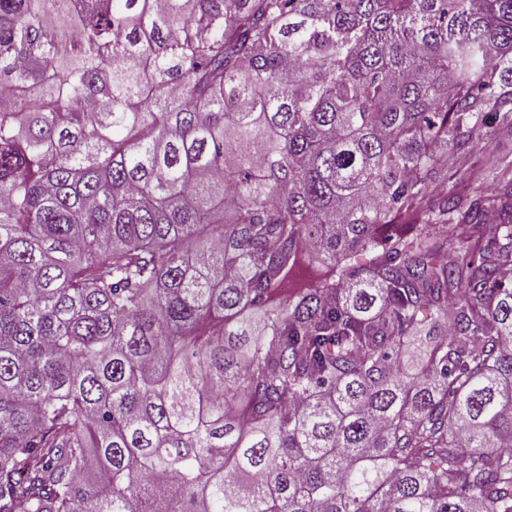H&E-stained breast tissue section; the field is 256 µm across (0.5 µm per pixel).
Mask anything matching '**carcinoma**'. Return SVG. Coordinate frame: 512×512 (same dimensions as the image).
<instances>
[{"label":"carcinoma","mask_w":512,"mask_h":512,"mask_svg":"<svg viewBox=\"0 0 512 512\" xmlns=\"http://www.w3.org/2000/svg\"><path fill=\"white\" fill-rule=\"evenodd\" d=\"M476 135L512 0H0V512H512Z\"/></svg>","instance_id":"obj_1"}]
</instances>
